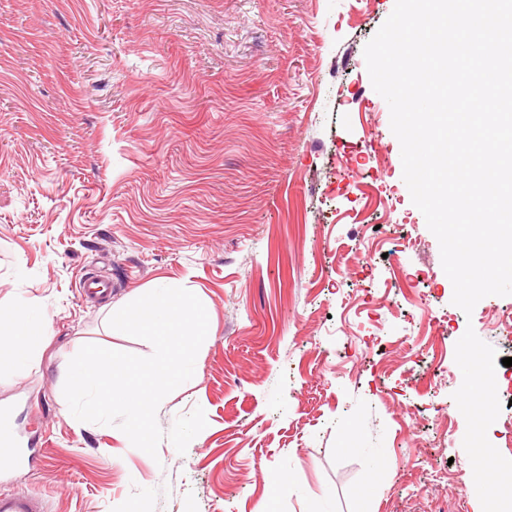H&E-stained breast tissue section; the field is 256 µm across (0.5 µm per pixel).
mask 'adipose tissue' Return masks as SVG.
<instances>
[{
  "label": "adipose tissue",
  "instance_id": "1",
  "mask_svg": "<svg viewBox=\"0 0 512 512\" xmlns=\"http://www.w3.org/2000/svg\"><path fill=\"white\" fill-rule=\"evenodd\" d=\"M46 315L33 302L0 308V361L15 374H25L46 339Z\"/></svg>",
  "mask_w": 512,
  "mask_h": 512
}]
</instances>
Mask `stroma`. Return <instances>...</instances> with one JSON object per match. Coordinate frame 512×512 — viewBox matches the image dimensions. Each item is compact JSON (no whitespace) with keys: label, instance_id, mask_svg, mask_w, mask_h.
<instances>
[{"label":"stroma","instance_id":"1","mask_svg":"<svg viewBox=\"0 0 512 512\" xmlns=\"http://www.w3.org/2000/svg\"><path fill=\"white\" fill-rule=\"evenodd\" d=\"M393 6L0 0V306L38 302L48 333L0 367L36 441L0 479L52 512H255L283 475L281 512H480L455 346L471 327L512 357V296L452 302L364 58ZM91 273L111 295L81 299ZM162 282L209 334L157 421L207 426L153 458L58 389L85 344L152 353L108 320Z\"/></svg>","mask_w":512,"mask_h":512}]
</instances>
